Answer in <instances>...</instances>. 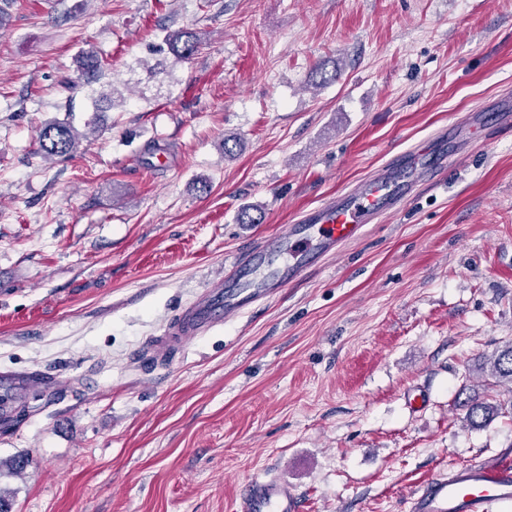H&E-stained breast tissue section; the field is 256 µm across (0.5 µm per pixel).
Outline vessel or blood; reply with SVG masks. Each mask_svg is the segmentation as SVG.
Returning <instances> with one entry per match:
<instances>
[{
  "label": "vessel or blood",
  "mask_w": 512,
  "mask_h": 512,
  "mask_svg": "<svg viewBox=\"0 0 512 512\" xmlns=\"http://www.w3.org/2000/svg\"><path fill=\"white\" fill-rule=\"evenodd\" d=\"M433 166L423 152H402L336 201L320 205L236 257L224 272L170 320L148 348L163 359L192 338L239 316L272 296L320 258L356 239L365 224L395 213ZM28 379L0 373V420L12 415L31 388ZM512 505V462L487 458L452 469L423 483L408 512H490ZM241 512H298L297 496L275 478L247 481L240 494Z\"/></svg>",
  "instance_id": "b4317fda"
}]
</instances>
